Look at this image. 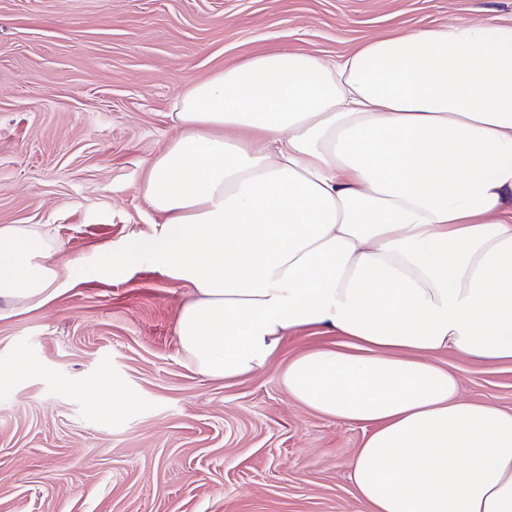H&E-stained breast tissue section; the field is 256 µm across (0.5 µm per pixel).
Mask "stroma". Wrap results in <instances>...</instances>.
<instances>
[{
	"label": "stroma",
	"instance_id": "obj_1",
	"mask_svg": "<svg viewBox=\"0 0 512 512\" xmlns=\"http://www.w3.org/2000/svg\"><path fill=\"white\" fill-rule=\"evenodd\" d=\"M512 0H0V225L43 233L69 285L0 300V512H369L348 460L365 427L293 401L288 335L266 369L198 374L176 335L188 286L150 260L97 274L162 221L143 195L179 94L288 49L334 59L372 38L487 16ZM460 396L512 412V363L435 355Z\"/></svg>",
	"mask_w": 512,
	"mask_h": 512
}]
</instances>
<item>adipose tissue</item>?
Segmentation results:
<instances>
[{"label":"adipose tissue","mask_w":512,"mask_h":512,"mask_svg":"<svg viewBox=\"0 0 512 512\" xmlns=\"http://www.w3.org/2000/svg\"><path fill=\"white\" fill-rule=\"evenodd\" d=\"M145 198L164 221L100 270L150 259L192 295L177 337L199 374L264 369L297 403L368 427L349 461L371 512H512V412L459 397L447 350L512 362V24L374 39L325 60L272 50L175 103ZM32 229L0 226V299L67 285Z\"/></svg>","instance_id":"obj_1"}]
</instances>
